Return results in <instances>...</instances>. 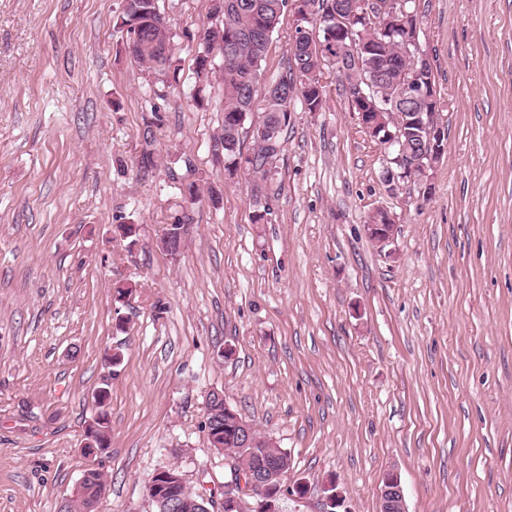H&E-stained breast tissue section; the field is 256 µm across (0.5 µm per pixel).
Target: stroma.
I'll return each instance as SVG.
<instances>
[{
    "label": "stroma",
    "mask_w": 512,
    "mask_h": 512,
    "mask_svg": "<svg viewBox=\"0 0 512 512\" xmlns=\"http://www.w3.org/2000/svg\"><path fill=\"white\" fill-rule=\"evenodd\" d=\"M159 7L180 70L161 97L124 51L123 0H0V512H58L90 467L96 512H154L148 483L169 466L220 491L214 390L290 454L281 512H324L331 481L350 512H378L390 470L407 512H512V0H424L418 43L447 130L430 199L411 181L387 190L384 148L329 67L322 110L290 108L265 224L212 159L221 79L193 101L209 0ZM294 28L284 14L264 82L285 74ZM154 111L143 178L132 162ZM203 177L223 206L200 201L170 258L155 241L179 184ZM382 207L397 217L387 252L364 232ZM119 224L138 225L135 247ZM102 388L111 447L90 459ZM164 116L159 112H151L150 116L143 118V127L140 133L141 146L145 143V147L140 149L139 155L135 157L132 167L136 169L138 174H148L157 167L156 155V130L163 125Z\"/></svg>",
    "instance_id": "1"
}]
</instances>
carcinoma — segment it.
I'll return each instance as SVG.
<instances>
[{
	"mask_svg": "<svg viewBox=\"0 0 512 512\" xmlns=\"http://www.w3.org/2000/svg\"><path fill=\"white\" fill-rule=\"evenodd\" d=\"M294 16L295 29L291 53L293 65L290 74L271 82L265 93V108L262 119L254 125L252 148L242 150L241 133L245 122L254 111L257 85L262 79L261 62L281 16L286 11ZM350 0H210L209 17H214L224 31V45L230 51V58L222 59L221 52L206 37H198V51L195 58V83L209 84L214 73L213 63H218L224 84V108L221 134L211 142L214 151L221 152L216 161L222 164L224 174L234 177L238 172L250 177L251 193L256 210L253 221L263 224L271 215L268 203L266 181L275 167L282 151L281 134L288 125V112L292 102L304 98L306 109L318 112L322 108L323 70L327 66L338 67L336 52L326 54L317 44L329 47L336 44V17H348ZM352 38L345 39L346 63L344 76L349 83H358L366 89V100L349 99L355 112H420L415 102L397 97L399 80L409 76L414 64L408 58V47L397 30L390 28L381 18L364 22L359 16L350 21ZM121 25L126 27L128 40L125 51L132 59L153 75L160 83L169 82L172 69V33L166 17L160 12L158 0H124ZM318 35H313V27ZM420 74L435 84L432 64H415ZM164 116L152 112L143 118L140 133L145 147L140 149L132 167L139 174H147L157 167L156 130L163 125ZM400 133V140L409 156L425 152L424 130L415 124L401 128L390 127ZM101 399L96 401L97 415L93 422L97 427L94 446L107 447L109 443L110 420L106 409L108 391L100 389ZM239 414L224 411V403L213 397L206 404L204 427L207 437L214 438L211 447L240 448L236 426ZM251 456L262 454L272 458L281 466H292L288 452L276 446L261 434L252 438ZM86 480L83 488L86 495L100 499V471L89 468L84 471ZM84 495V496H86ZM84 496L63 507L65 512H84Z\"/></svg>",
	"mask_w": 512,
	"mask_h": 512,
	"instance_id": "1",
	"label": "carcinoma"
}]
</instances>
